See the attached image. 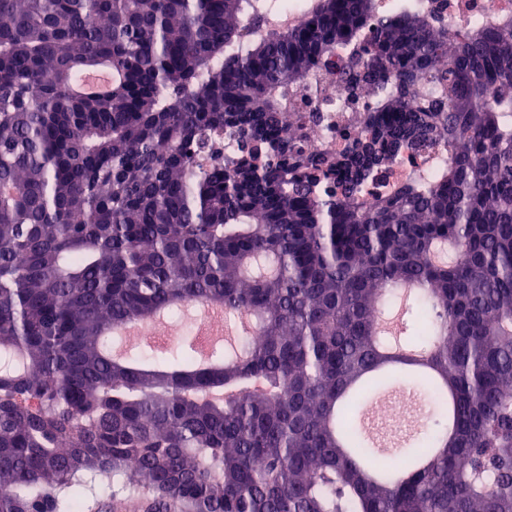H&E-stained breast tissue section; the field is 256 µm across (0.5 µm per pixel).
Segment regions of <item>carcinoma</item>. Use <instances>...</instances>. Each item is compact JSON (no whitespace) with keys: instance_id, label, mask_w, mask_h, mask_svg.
<instances>
[{"instance_id":"obj_1","label":"carcinoma","mask_w":512,"mask_h":512,"mask_svg":"<svg viewBox=\"0 0 512 512\" xmlns=\"http://www.w3.org/2000/svg\"><path fill=\"white\" fill-rule=\"evenodd\" d=\"M263 11L0 0V512H87L100 490L142 512H512V14ZM337 61L375 105L310 153L294 130L323 116L296 101ZM104 62L108 96L72 91ZM443 144L438 179L363 201ZM402 289L417 357L376 330ZM189 305L251 320L216 365L193 332L111 357ZM397 382L408 423L369 430ZM277 9L267 15V26L295 27L306 18L308 0H279Z\"/></svg>"}]
</instances>
